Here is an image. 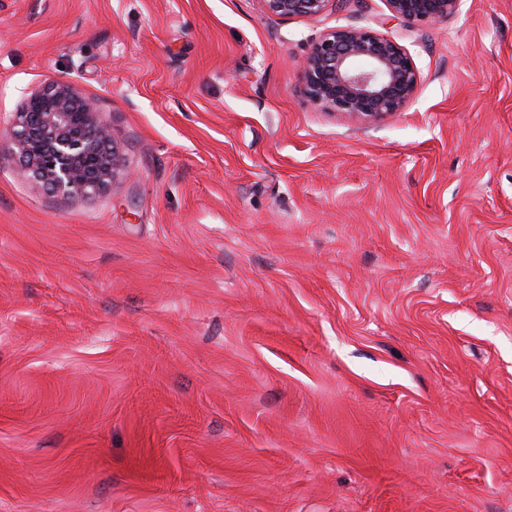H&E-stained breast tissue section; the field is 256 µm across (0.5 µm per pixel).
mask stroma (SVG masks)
<instances>
[{"label": "stroma", "instance_id": "35a3bbf8", "mask_svg": "<svg viewBox=\"0 0 512 512\" xmlns=\"http://www.w3.org/2000/svg\"><path fill=\"white\" fill-rule=\"evenodd\" d=\"M347 25L382 121L303 92ZM52 81L127 175L0 155V512H512V0H0V126ZM335 1L339 0H260L264 12L280 20L319 16ZM391 16L409 24H432L456 14L463 0H385ZM300 70L305 91L316 105L368 121L401 111L419 78L402 46L360 26L325 31L301 60Z\"/></svg>", "mask_w": 512, "mask_h": 512}]
</instances>
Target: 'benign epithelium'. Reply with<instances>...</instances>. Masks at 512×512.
I'll list each match as a JSON object with an SVG mask.
<instances>
[{"mask_svg": "<svg viewBox=\"0 0 512 512\" xmlns=\"http://www.w3.org/2000/svg\"><path fill=\"white\" fill-rule=\"evenodd\" d=\"M280 20L323 14L333 0H260ZM463 0H386L395 19L432 24L456 14ZM305 91L318 106L351 118L381 120L413 97L419 73L397 42L369 27L325 31L300 62ZM20 158V174L64 198L86 197L122 173L112 121L66 83L30 94L14 122L0 132V154Z\"/></svg>", "mask_w": 512, "mask_h": 512, "instance_id": "7a95c632", "label": "benign epithelium"}]
</instances>
